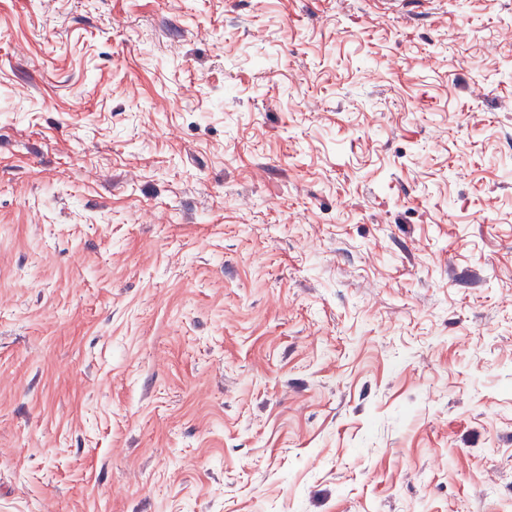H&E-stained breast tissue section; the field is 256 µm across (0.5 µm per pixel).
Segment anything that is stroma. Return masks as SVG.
<instances>
[{"mask_svg": "<svg viewBox=\"0 0 512 512\" xmlns=\"http://www.w3.org/2000/svg\"><path fill=\"white\" fill-rule=\"evenodd\" d=\"M0 512H512V0H0Z\"/></svg>", "mask_w": 512, "mask_h": 512, "instance_id": "1", "label": "stroma"}]
</instances>
